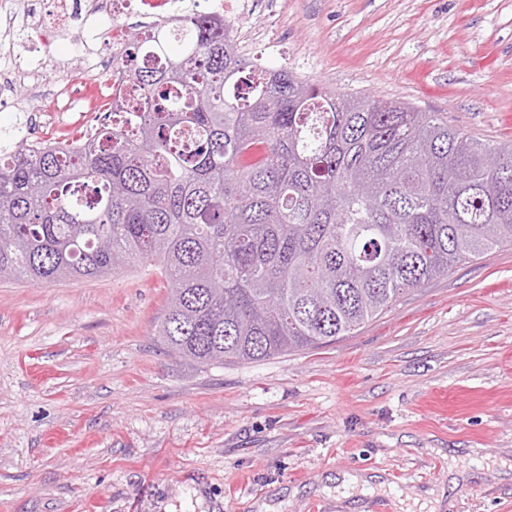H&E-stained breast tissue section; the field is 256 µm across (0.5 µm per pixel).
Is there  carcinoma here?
I'll use <instances>...</instances> for the list:
<instances>
[{
	"instance_id": "1",
	"label": "carcinoma",
	"mask_w": 512,
	"mask_h": 512,
	"mask_svg": "<svg viewBox=\"0 0 512 512\" xmlns=\"http://www.w3.org/2000/svg\"><path fill=\"white\" fill-rule=\"evenodd\" d=\"M224 18H176L116 62L136 111L72 154L0 161V278L153 261L165 346L251 362L353 333L403 292L512 246V148L438 112L250 61Z\"/></svg>"
}]
</instances>
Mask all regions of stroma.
<instances>
[{
	"label": "stroma",
	"mask_w": 512,
	"mask_h": 512,
	"mask_svg": "<svg viewBox=\"0 0 512 512\" xmlns=\"http://www.w3.org/2000/svg\"><path fill=\"white\" fill-rule=\"evenodd\" d=\"M244 53L308 83L439 112L512 144V0H263ZM276 33L268 52L256 35ZM41 89L86 59L33 33ZM144 262L85 280H0V512H512V247L407 290L335 341L201 366L156 329ZM469 475L448 483V465Z\"/></svg>",
	"instance_id": "35a3bbf8"
}]
</instances>
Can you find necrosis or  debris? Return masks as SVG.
<instances>
[{
    "label": "necrosis or debris",
    "instance_id": "1",
    "mask_svg": "<svg viewBox=\"0 0 512 512\" xmlns=\"http://www.w3.org/2000/svg\"><path fill=\"white\" fill-rule=\"evenodd\" d=\"M200 9L221 17L243 14L246 5L244 0H31L20 10L13 0H0V34L9 37L5 50L8 61L0 66V102L15 98L18 86L37 72L24 53L31 31L70 41L76 30L92 27L94 33L83 45L88 67L66 73L46 95L59 120L69 128L61 143L71 152H80L92 142L100 113L113 112L121 103L118 94L107 95L97 89L93 73L94 67L111 66L128 49V30L115 24V17L133 14L156 24ZM105 18L112 19V26H102Z\"/></svg>",
    "mask_w": 512,
    "mask_h": 512
}]
</instances>
